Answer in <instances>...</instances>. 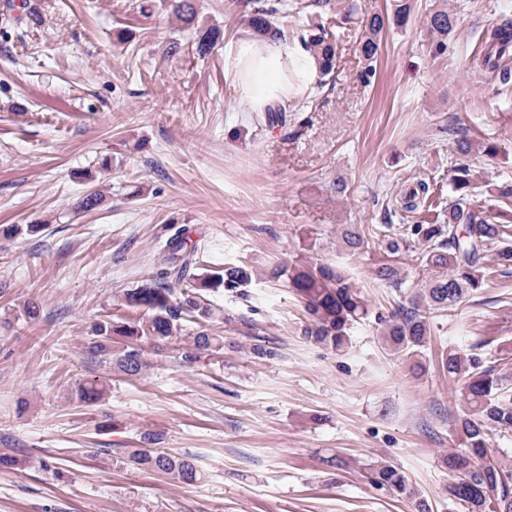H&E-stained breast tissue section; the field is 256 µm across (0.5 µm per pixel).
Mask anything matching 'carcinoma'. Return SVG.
Masks as SVG:
<instances>
[{
	"mask_svg": "<svg viewBox=\"0 0 512 512\" xmlns=\"http://www.w3.org/2000/svg\"><path fill=\"white\" fill-rule=\"evenodd\" d=\"M237 5L241 21L253 32L261 36H285L278 23L280 6L262 0H237ZM303 10L305 17L297 31L299 40L319 59L321 75L327 76L334 72L337 59L336 38L325 23L332 10L331 0H310ZM410 10L407 0H397L393 13H375L361 29L358 46L366 62L360 72L364 82H370L376 73L375 62L386 29L393 23H405ZM173 14L184 27L194 28L195 52L201 57L209 55L219 31L214 26L201 27L196 0H175ZM457 24L458 12L453 8L426 12L423 25L435 52H446L448 39ZM473 69L489 73L490 78L504 85L512 82L511 22L505 21L491 29L487 50L473 61ZM452 152L455 164L451 168L452 195L448 197L446 223L408 224L399 233L393 232L390 224L375 228L370 234L360 224H343L340 228L343 247L350 254H360L372 246L383 254L372 269L374 279L381 284L401 288L403 267L397 261L406 255L417 265L435 270L434 277L407 301H395L386 314L375 313L339 269L300 258L271 272L274 278L287 276L289 287L305 304L309 321L303 337L307 342L341 351L350 339L351 329L372 318L392 353L410 358L420 356L431 341L430 315L459 307L466 297L483 288L488 254L496 251L502 265L512 261V249L502 246L512 239V225L490 222L470 202L471 157L476 154L473 144L461 135L454 141ZM431 195L430 183L418 180L395 200L393 210L414 213L425 207ZM44 229L43 224H28L24 228L16 224L0 225V236L11 239L23 232L37 234ZM166 247L165 279H145L124 295L122 306L142 313V321L127 325L103 319L90 328L88 349L94 354L111 353L116 336L130 339V344L115 360L117 368L127 375H136L143 368L144 344L159 346L175 342L179 357L186 364L198 362L207 352L223 351L224 337L211 336L204 330L206 323L215 317V310L204 293L221 288L244 297L246 287L255 278L256 270L241 262H226L220 270L199 271L197 247L188 244L179 231L167 239ZM187 320L200 330L183 337V322ZM441 367L448 378L460 382L462 400L471 408L456 424V437L465 445L466 452H451L445 458L448 469L456 474L448 485V496L462 512H512V468L494 461L490 455L491 437L512 432L508 363L487 365L476 352L465 354L449 349L442 353ZM104 392L103 384L93 381L79 386L75 396L81 403L93 404ZM142 442L145 447L128 453L130 465L169 475L187 485L201 479V473L190 460L156 447L159 434L147 432ZM369 480L400 496H415L402 470L390 462L375 465Z\"/></svg>",
	"mask_w": 512,
	"mask_h": 512,
	"instance_id": "carcinoma-1",
	"label": "carcinoma"
}]
</instances>
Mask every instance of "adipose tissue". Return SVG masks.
I'll return each mask as SVG.
<instances>
[{"mask_svg": "<svg viewBox=\"0 0 512 512\" xmlns=\"http://www.w3.org/2000/svg\"><path fill=\"white\" fill-rule=\"evenodd\" d=\"M318 68L315 56L285 39L246 34L224 49V78L248 112H275L297 102Z\"/></svg>", "mask_w": 512, "mask_h": 512, "instance_id": "obj_1", "label": "adipose tissue"}]
</instances>
